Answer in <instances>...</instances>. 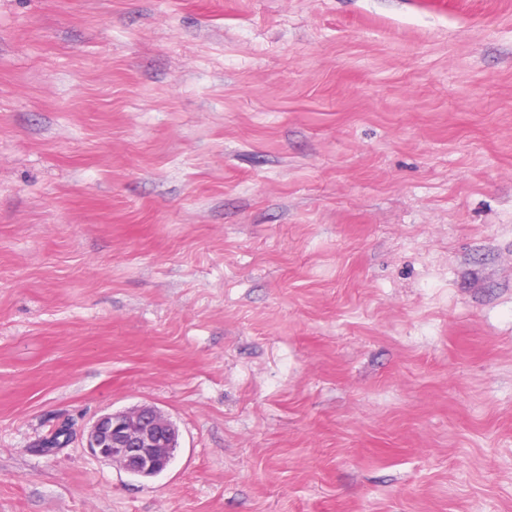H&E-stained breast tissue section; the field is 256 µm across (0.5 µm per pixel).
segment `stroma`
Masks as SVG:
<instances>
[{"mask_svg":"<svg viewBox=\"0 0 512 512\" xmlns=\"http://www.w3.org/2000/svg\"><path fill=\"white\" fill-rule=\"evenodd\" d=\"M0 512H512V0H0ZM86 446L98 459L152 478L170 466L177 430L158 408L143 405L98 417L87 431Z\"/></svg>","mask_w":512,"mask_h":512,"instance_id":"obj_1","label":"stroma"}]
</instances>
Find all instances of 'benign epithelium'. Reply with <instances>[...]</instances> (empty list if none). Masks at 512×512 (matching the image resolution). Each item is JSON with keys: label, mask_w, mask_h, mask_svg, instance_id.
Masks as SVG:
<instances>
[{"label": "benign epithelium", "mask_w": 512, "mask_h": 512, "mask_svg": "<svg viewBox=\"0 0 512 512\" xmlns=\"http://www.w3.org/2000/svg\"><path fill=\"white\" fill-rule=\"evenodd\" d=\"M86 447L131 475L152 478L170 466L177 430L158 408L143 405L98 417L87 431Z\"/></svg>", "instance_id": "7a95c632"}]
</instances>
